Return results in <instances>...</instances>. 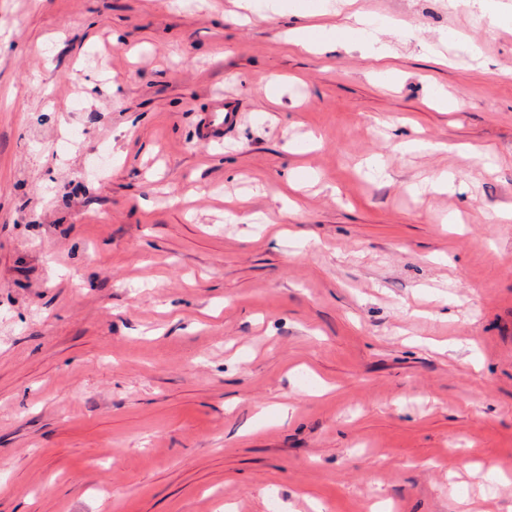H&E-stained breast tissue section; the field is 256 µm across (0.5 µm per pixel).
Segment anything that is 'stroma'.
Masks as SVG:
<instances>
[{
    "instance_id": "obj_1",
    "label": "stroma",
    "mask_w": 512,
    "mask_h": 512,
    "mask_svg": "<svg viewBox=\"0 0 512 512\" xmlns=\"http://www.w3.org/2000/svg\"><path fill=\"white\" fill-rule=\"evenodd\" d=\"M304 2L0 0V512H512V25ZM346 20L343 25H302L289 33L292 41L306 50L345 40L355 42L372 59L380 60L386 56V47L380 34L395 25V20L375 19L361 14L346 16ZM239 106L237 100L231 96H220L214 100L209 112L201 119L199 128L203 140L221 143L224 132L229 131L238 122Z\"/></svg>"
}]
</instances>
